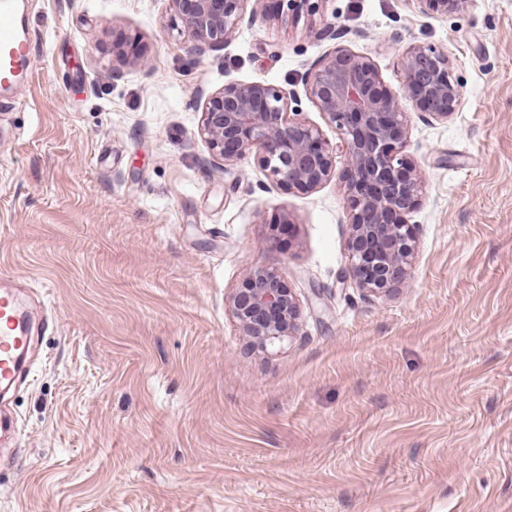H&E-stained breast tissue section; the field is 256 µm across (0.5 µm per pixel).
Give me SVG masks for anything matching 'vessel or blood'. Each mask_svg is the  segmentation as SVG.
I'll return each mask as SVG.
<instances>
[{"label":"vessel or blood","mask_w":512,"mask_h":512,"mask_svg":"<svg viewBox=\"0 0 512 512\" xmlns=\"http://www.w3.org/2000/svg\"><path fill=\"white\" fill-rule=\"evenodd\" d=\"M21 0H0V97L9 98L28 82L31 38L22 25ZM27 345L26 323L9 289L0 290V385L11 386L22 375Z\"/></svg>","instance_id":"b4317fda"}]
</instances>
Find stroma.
Wrapping results in <instances>:
<instances>
[{"label": "stroma", "instance_id": "stroma-1", "mask_svg": "<svg viewBox=\"0 0 512 512\" xmlns=\"http://www.w3.org/2000/svg\"><path fill=\"white\" fill-rule=\"evenodd\" d=\"M24 2L34 66L0 108V273L32 331L4 398L0 512H512V0H317L282 20L261 0L201 56L169 0ZM129 37L151 67L113 70ZM419 45L462 86L448 119L402 93ZM341 46L397 95L423 181L387 296L348 276V157L303 82ZM244 82L321 129L329 181L284 191L252 154L215 168L203 101ZM257 266L300 309L265 352L229 312Z\"/></svg>", "mask_w": 512, "mask_h": 512}]
</instances>
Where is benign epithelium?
<instances>
[{
    "label": "benign epithelium",
    "instance_id": "obj_1",
    "mask_svg": "<svg viewBox=\"0 0 512 512\" xmlns=\"http://www.w3.org/2000/svg\"><path fill=\"white\" fill-rule=\"evenodd\" d=\"M190 50L203 55L236 34L252 0H170ZM436 13L457 11L464 0H422ZM120 65L142 58L134 43L115 47ZM403 91L432 118L445 120L462 102L461 84L448 56L429 46L412 48L402 63ZM309 96L339 131L350 162L351 199L347 250L350 277L373 295L389 294L406 282L416 249L415 225L404 216L422 195L410 156L405 113L385 91L376 66L339 47L305 76ZM198 135L225 170L254 147L260 169L285 191H312L327 182L335 155L319 129L288 111V101L268 84L231 83L206 97ZM232 316L260 349L296 335L299 304L279 272L258 266L230 299Z\"/></svg>",
    "mask_w": 512,
    "mask_h": 512
}]
</instances>
